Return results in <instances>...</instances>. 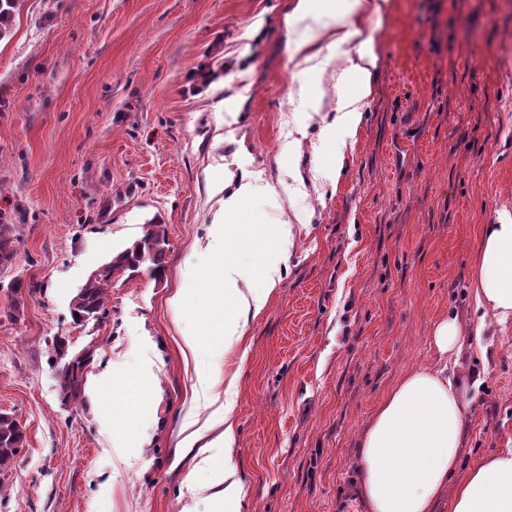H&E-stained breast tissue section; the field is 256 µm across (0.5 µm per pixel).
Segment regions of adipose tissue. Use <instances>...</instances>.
<instances>
[{"label": "adipose tissue", "instance_id": "ef3b65f1", "mask_svg": "<svg viewBox=\"0 0 512 512\" xmlns=\"http://www.w3.org/2000/svg\"><path fill=\"white\" fill-rule=\"evenodd\" d=\"M343 5L350 21L335 29L312 28V0H294L288 15L289 24L309 29L293 49L306 69L322 73L342 64L355 77L354 90L339 91L336 115L320 133L321 141L337 148L324 173L332 183L339 178L344 148L360 122V103L371 93L378 55L368 22L381 16L386 0H343ZM255 195L251 183L243 182L225 196L209 227V266L185 278L170 299L179 316L188 311L192 297L207 298L202 329L181 337L184 352L195 355L214 344L225 358L247 354L246 323L261 315L283 279L295 246V227L250 220ZM472 288L483 320L501 324L512 319V215L484 227ZM119 380L125 393L118 399L114 387ZM119 380L108 370L93 375L89 395L134 437L155 397L141 371ZM469 402L465 380L448 377L442 368L413 369L389 389L358 442L357 491L367 512H512V451L490 456L466 474L458 472ZM180 430L177 457L194 448L225 450L224 461L215 466L219 486L214 496L224 512H242L245 495L231 457L236 439L232 403L218 408L201 426L185 417Z\"/></svg>", "mask_w": 512, "mask_h": 512}]
</instances>
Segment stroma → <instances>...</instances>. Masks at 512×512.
Returning a JSON list of instances; mask_svg holds the SVG:
<instances>
[{"mask_svg": "<svg viewBox=\"0 0 512 512\" xmlns=\"http://www.w3.org/2000/svg\"><path fill=\"white\" fill-rule=\"evenodd\" d=\"M292 0H22L0 38V215L17 224L0 274V412L26 428L0 512H219L200 458L175 456L202 350L168 299L208 265L225 175H249L265 223L311 211L279 288L248 321L236 376L245 512H366L359 438L379 401L437 362L432 328L475 321L471 279L485 225L512 212V0H389L379 54L337 182L312 145L300 90L336 107V77L297 78ZM306 150L289 158L288 143ZM167 228L165 276H114L107 315L70 300L144 223ZM30 287L14 297L10 282ZM88 373L154 376L141 447L88 394L67 403L54 337ZM472 382L460 467L512 448V323L464 346ZM195 470L194 484L183 477Z\"/></svg>", "mask_w": 512, "mask_h": 512, "instance_id": "stroma-1", "label": "stroma"}]
</instances>
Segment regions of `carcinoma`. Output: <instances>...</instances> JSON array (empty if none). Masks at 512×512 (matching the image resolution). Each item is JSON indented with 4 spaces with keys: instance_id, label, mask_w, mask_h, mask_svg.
I'll use <instances>...</instances> for the list:
<instances>
[{
    "instance_id": "carcinoma-1",
    "label": "carcinoma",
    "mask_w": 512,
    "mask_h": 512,
    "mask_svg": "<svg viewBox=\"0 0 512 512\" xmlns=\"http://www.w3.org/2000/svg\"><path fill=\"white\" fill-rule=\"evenodd\" d=\"M21 0H0V37L6 35L19 12ZM15 225L0 217V266L12 264L16 255ZM167 230L159 219L152 218L144 224L142 237L132 245L112 256L109 266L98 276L87 279L80 287L86 311L94 315L106 314L107 289L116 271L149 272L160 277L164 272ZM59 393L66 402L79 398L84 385L81 370H66L57 374ZM26 443V432L19 422L6 413H0V470L9 468Z\"/></svg>"
}]
</instances>
